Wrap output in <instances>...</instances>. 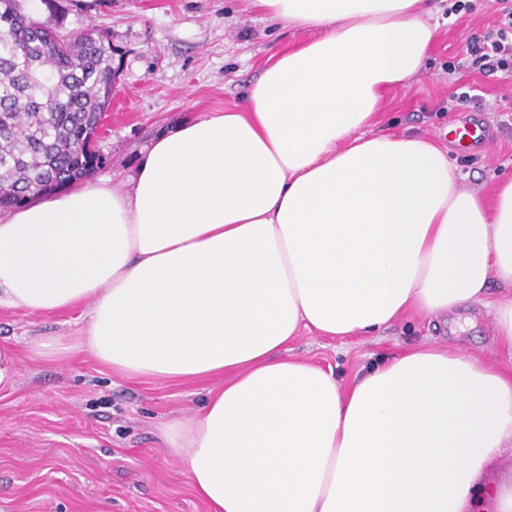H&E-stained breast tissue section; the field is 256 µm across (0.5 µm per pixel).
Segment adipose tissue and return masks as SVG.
<instances>
[{"instance_id":"adipose-tissue-1","label":"adipose tissue","mask_w":512,"mask_h":512,"mask_svg":"<svg viewBox=\"0 0 512 512\" xmlns=\"http://www.w3.org/2000/svg\"><path fill=\"white\" fill-rule=\"evenodd\" d=\"M250 2L312 38L270 56L245 109L156 135L128 190L91 179L16 208L0 305L86 307L39 358L223 377L159 428L211 512H512V371L423 345L344 386L288 353L303 330L454 317L495 282L512 348V178L486 201L430 139L364 132L426 65L430 0Z\"/></svg>"}]
</instances>
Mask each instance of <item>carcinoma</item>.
Segmentation results:
<instances>
[{"mask_svg":"<svg viewBox=\"0 0 512 512\" xmlns=\"http://www.w3.org/2000/svg\"><path fill=\"white\" fill-rule=\"evenodd\" d=\"M1 40L10 50H0V208H13L99 168L87 140L110 106L117 70L104 35L61 36L18 0H0Z\"/></svg>","mask_w":512,"mask_h":512,"instance_id":"cac0c4a2","label":"carcinoma"}]
</instances>
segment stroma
<instances>
[{
    "label": "stroma",
    "instance_id": "1",
    "mask_svg": "<svg viewBox=\"0 0 512 512\" xmlns=\"http://www.w3.org/2000/svg\"><path fill=\"white\" fill-rule=\"evenodd\" d=\"M473 5L452 14L445 0H432L430 21L438 29L427 66L386 93L374 129L432 138L460 166L465 186L489 199L496 182L512 177V76H487L472 66L449 74V63L467 58L469 38L499 8L497 0ZM23 9L59 34L93 27L111 42L118 73L96 174L114 185L157 132L201 112L243 107L268 56L309 37L248 0H23ZM471 87L483 104L462 100ZM472 118L491 128L493 141L470 155L454 149L447 132ZM85 320L82 308L38 315L0 307V343L20 360L15 384L0 388V512H209L157 427L194 416L211 381L131 380L85 351L63 361L30 357L35 340L70 339ZM419 344L512 366V350L499 344L486 304L461 310L448 325L412 311L362 336L333 340L305 331L292 349L347 383Z\"/></svg>",
    "mask_w": 512,
    "mask_h": 512
}]
</instances>
